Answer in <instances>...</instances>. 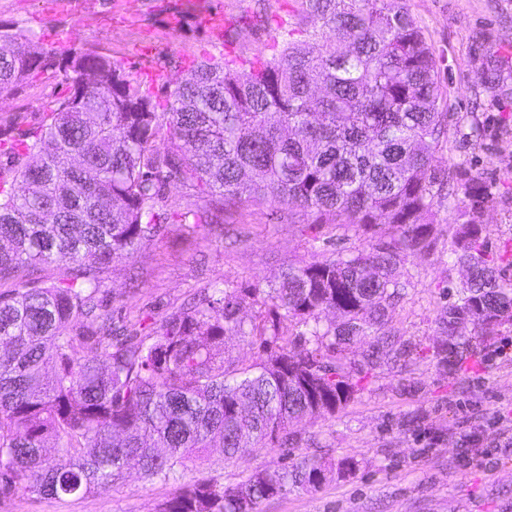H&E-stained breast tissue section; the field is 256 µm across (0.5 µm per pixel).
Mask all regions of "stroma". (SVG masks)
I'll list each match as a JSON object with an SVG mask.
<instances>
[{"label": "stroma", "mask_w": 512, "mask_h": 512, "mask_svg": "<svg viewBox=\"0 0 512 512\" xmlns=\"http://www.w3.org/2000/svg\"><path fill=\"white\" fill-rule=\"evenodd\" d=\"M435 57L447 94L448 131L434 155L438 170L460 168L487 187L483 222L491 255L512 245V0H405ZM293 0H0V27L20 31L63 53L94 46L119 61L158 107L166 92L203 60L272 53L273 33L253 16L287 20ZM219 20L205 25L204 17ZM69 92L66 83L33 73L20 91L0 97V169L19 153L13 129L37 128ZM465 202L451 187L435 206V244L397 270L403 287L387 334L418 344V354L369 370L364 339L343 361L360 390L334 415L295 421L294 449L249 448L232 462L219 453L188 462L184 480L239 481L257 470L319 460L317 487L261 501L257 512H512V325L498 335L468 332L480 368L444 373L431 353L443 339L440 317L455 299L463 270L448 255V225ZM205 195L167 186L159 205L165 232L144 241L134 258L105 269L100 297L117 319L144 335L211 288L271 286L288 264L345 256L389 240L390 225L369 230L294 223L287 211L244 205L223 224L191 232L179 221ZM352 471L341 470L344 460ZM176 482L128 471L122 484L88 495L0 494V512H159Z\"/></svg>", "instance_id": "obj_1"}]
</instances>
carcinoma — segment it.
I'll list each match as a JSON object with an SVG mask.
<instances>
[{"label":"carcinoma","mask_w":512,"mask_h":512,"mask_svg":"<svg viewBox=\"0 0 512 512\" xmlns=\"http://www.w3.org/2000/svg\"><path fill=\"white\" fill-rule=\"evenodd\" d=\"M276 25L273 52L208 60L158 110L122 65L97 48L58 54L0 31V96L34 72L59 73L70 93L35 132L21 133L36 163L0 190V490L38 496L115 486L130 464L168 481L195 454L224 460L273 444L292 452L291 420L321 418L358 391L343 364L281 346L283 321L336 349L372 336L371 369L401 349L381 332L398 294L397 266L431 247L435 187L463 183L467 204L450 241L466 271L441 316L434 346L453 374L478 363L458 342L512 324L504 284L482 234L486 187L434 154L447 127L436 61L404 0H296ZM170 183L210 197L218 212L269 203L314 224L393 228L390 240L347 257L290 265L277 285L217 288L201 305L144 336H115L99 292L106 263L133 256L165 230L157 207ZM60 277L40 285L48 267ZM277 311L254 326L266 358L245 368L217 357L224 336L246 335L244 303ZM339 312L340 322L321 325ZM52 370H47L48 365ZM53 443L57 458L43 454ZM303 461L230 485L185 484L160 512H256L259 502L307 488Z\"/></svg>","instance_id":"1"}]
</instances>
